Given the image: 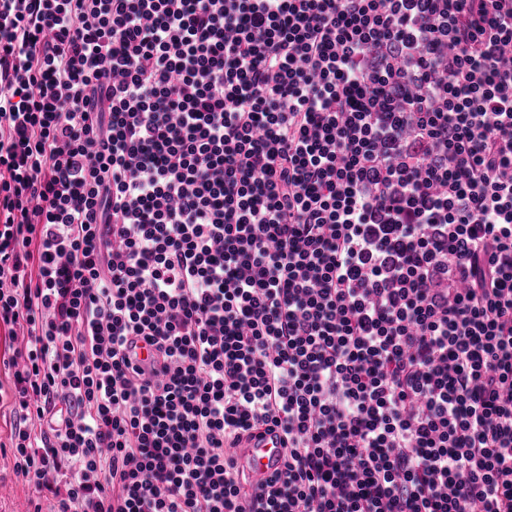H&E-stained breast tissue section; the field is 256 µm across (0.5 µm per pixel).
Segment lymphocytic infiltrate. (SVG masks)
<instances>
[{
  "mask_svg": "<svg viewBox=\"0 0 512 512\" xmlns=\"http://www.w3.org/2000/svg\"><path fill=\"white\" fill-rule=\"evenodd\" d=\"M0 326L31 512H512V0H0ZM235 458L249 477L250 486L259 489L283 462L282 436L276 429L245 442L235 449Z\"/></svg>",
  "mask_w": 512,
  "mask_h": 512,
  "instance_id": "f902f5d3",
  "label": "lymphocytic infiltrate"
}]
</instances>
